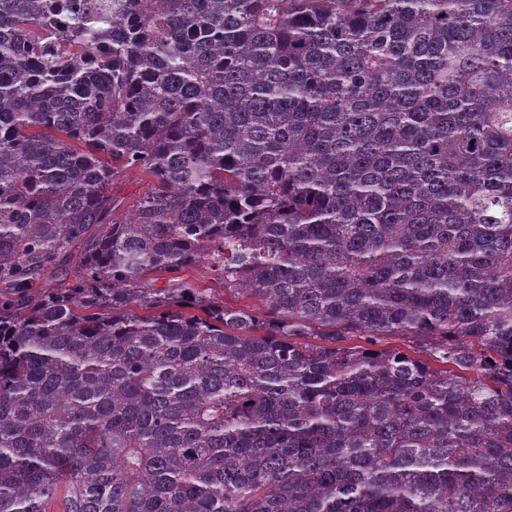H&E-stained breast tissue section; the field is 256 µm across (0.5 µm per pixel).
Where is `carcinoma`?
Wrapping results in <instances>:
<instances>
[{
	"mask_svg": "<svg viewBox=\"0 0 512 512\" xmlns=\"http://www.w3.org/2000/svg\"><path fill=\"white\" fill-rule=\"evenodd\" d=\"M58 499L512 512V0H0V512ZM150 187V183L147 182V178L140 174V172L134 170L128 172L123 178L120 185L121 196L126 199L125 206L119 211L121 217L124 212L134 205L136 199H138L145 191ZM183 277H192L194 280H196L200 288H213L215 293H219L221 297H224V302L227 306H258V303L254 299L247 297L245 294L239 293L237 291L224 290L222 281L216 279L215 276L203 264L188 269L183 273Z\"/></svg>",
	"mask_w": 512,
	"mask_h": 512,
	"instance_id": "1",
	"label": "carcinoma"
}]
</instances>
